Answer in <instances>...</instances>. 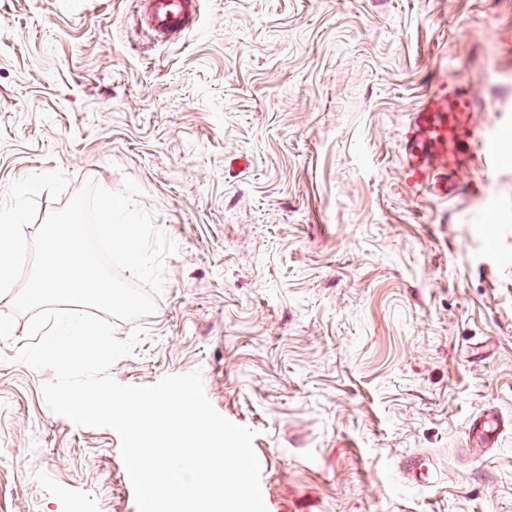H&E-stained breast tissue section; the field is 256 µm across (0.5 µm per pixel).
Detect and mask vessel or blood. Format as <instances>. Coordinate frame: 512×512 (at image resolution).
<instances>
[{"mask_svg":"<svg viewBox=\"0 0 512 512\" xmlns=\"http://www.w3.org/2000/svg\"><path fill=\"white\" fill-rule=\"evenodd\" d=\"M197 0H148L147 20L154 31L179 36L188 31ZM473 101L457 80L429 93L412 112L405 127L402 167L408 180L422 188L447 190L448 167L468 168L475 156L467 145L474 139Z\"/></svg>","mask_w":512,"mask_h":512,"instance_id":"1","label":"vessel or blood"}]
</instances>
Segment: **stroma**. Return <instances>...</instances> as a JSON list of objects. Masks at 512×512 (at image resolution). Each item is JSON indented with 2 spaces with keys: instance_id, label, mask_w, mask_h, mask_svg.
I'll use <instances>...</instances> for the list:
<instances>
[{
  "instance_id": "1",
  "label": "stroma",
  "mask_w": 512,
  "mask_h": 512,
  "mask_svg": "<svg viewBox=\"0 0 512 512\" xmlns=\"http://www.w3.org/2000/svg\"><path fill=\"white\" fill-rule=\"evenodd\" d=\"M162 42L137 0H0V202L62 171L134 180L178 246L108 374L200 372L250 428L267 512H512V0H200ZM458 78L475 167L414 188L402 133ZM496 160L492 182L479 166ZM0 342V512H137L120 439Z\"/></svg>"
}]
</instances>
